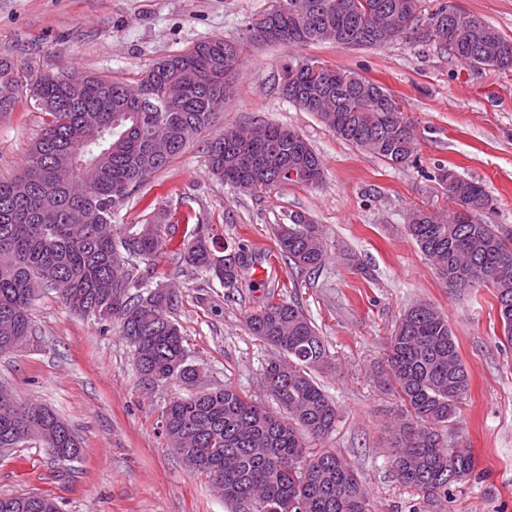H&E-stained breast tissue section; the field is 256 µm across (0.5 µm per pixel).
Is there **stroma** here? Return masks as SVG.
Segmentation results:
<instances>
[{
	"instance_id": "1",
	"label": "stroma",
	"mask_w": 512,
	"mask_h": 512,
	"mask_svg": "<svg viewBox=\"0 0 512 512\" xmlns=\"http://www.w3.org/2000/svg\"><path fill=\"white\" fill-rule=\"evenodd\" d=\"M512 39V0H450ZM270 0H0V50L32 68L94 73L137 84L155 62L214 38L238 42L242 64L223 125L274 123L298 131L322 161V182L243 191L218 181L201 134L143 184L115 215L118 224L155 219L175 232L157 259V282L176 289L173 313L207 386H224L268 409L262 385L274 349L247 316L282 282L323 337L330 368L315 376L338 412L314 450L343 455L363 477L377 512H512V346L492 293L446 287L406 231L410 211L447 215L452 204L438 165L483 183L496 197L490 223L512 231V69L475 70L410 34L378 48L334 42L287 49L253 42L247 26ZM307 61L342 68L386 87L416 127L419 157L396 166L336 137L280 92L285 67ZM46 116L34 102L0 115V179L18 175ZM297 211L318 224L327 246L315 274L296 276L277 252L275 229ZM262 258L251 287H224L181 265L179 245L197 222ZM443 312L468 371L469 396L451 438L471 449L483 476L424 499L389 467L400 405L385 367L387 343L405 309ZM32 332L0 355V385L52 408L78 433L81 454L60 464L31 443L0 452V494L54 497L62 512H231L209 479L188 470L160 434L161 411L182 389L143 390L118 325L74 315L57 293L31 306Z\"/></svg>"
}]
</instances>
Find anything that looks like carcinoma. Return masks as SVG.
I'll return each instance as SVG.
<instances>
[{
    "instance_id": "cac0c4a2",
    "label": "carcinoma",
    "mask_w": 512,
    "mask_h": 512,
    "mask_svg": "<svg viewBox=\"0 0 512 512\" xmlns=\"http://www.w3.org/2000/svg\"><path fill=\"white\" fill-rule=\"evenodd\" d=\"M264 16L277 28L272 43L286 48L344 36L343 46L380 47L389 26L401 34L421 33L439 48L451 44L455 59L477 70L512 68V40L464 13L448 0L420 24L422 0H271ZM240 48L212 39L161 59L138 83L129 85L89 74L72 87L65 73L40 72L0 51V112L16 110L30 98L48 116L42 135L29 150L22 172L0 180V355L16 351L31 335V305L43 289L55 291L73 313L101 323L119 322L120 336L132 348L135 369L145 390L177 381L188 394L173 397L161 411L169 442L181 459L196 462L224 502L235 512H375L361 475L334 451L312 452L308 440L336 426V405L312 371L330 365L329 350L300 306L275 298L270 290L248 317L252 335L281 357L262 373L267 393L278 403L274 413L236 390L215 387L194 391L197 367L189 360L184 337L171 314L178 294L150 287V264L161 247L166 224H115L114 213L149 177L168 166L197 135L218 125L209 101H229L224 70L237 72ZM333 82L312 88L304 63L291 65L282 95L316 114L336 136L389 164L415 160L418 138L397 99L382 85L354 73L351 84ZM256 140L221 129L208 142L213 174L239 189H275L322 179L321 162L297 132L258 125ZM297 170L296 177L289 176ZM455 209L448 219L415 210L406 230L450 288H487L497 303L503 336L512 344V308L504 311L501 289L512 295V233L486 216L496 199L484 184L455 170L438 167ZM279 254L298 275H311L325 261L326 244L304 214H288L275 231ZM244 264L219 254L212 225L196 224L183 244L186 267L228 289L242 284L257 262L252 247H224ZM145 264L135 268L131 262ZM487 278L465 281L472 266ZM386 367L400 401V421L391 434L390 467L396 480L426 497L448 496V487L475 475L470 450L444 439L469 395V376L448 318L428 303L404 311L387 345ZM65 425L34 400L0 403V448L25 429L45 432L43 447L59 462L80 454L81 442L50 426ZM0 512H61L48 495L0 496Z\"/></svg>"
}]
</instances>
